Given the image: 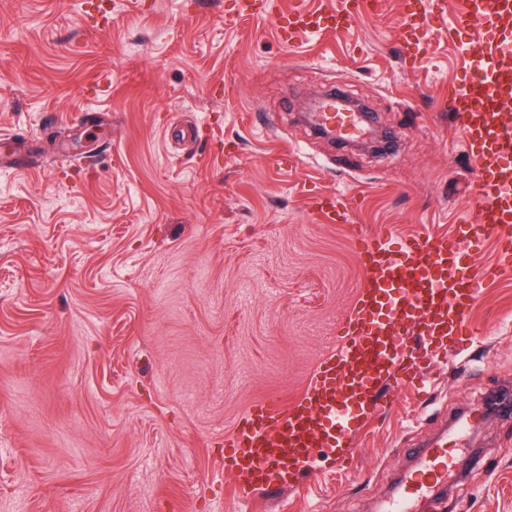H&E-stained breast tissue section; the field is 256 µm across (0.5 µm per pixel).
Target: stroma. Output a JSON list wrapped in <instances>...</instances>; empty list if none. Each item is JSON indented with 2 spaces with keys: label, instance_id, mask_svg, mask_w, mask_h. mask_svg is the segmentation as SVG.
Listing matches in <instances>:
<instances>
[{
  "label": "stroma",
  "instance_id": "1",
  "mask_svg": "<svg viewBox=\"0 0 512 512\" xmlns=\"http://www.w3.org/2000/svg\"><path fill=\"white\" fill-rule=\"evenodd\" d=\"M234 2L0 0V153L40 145L0 167V512H379L409 448L512 395V268L491 237L473 347L363 422L355 469L233 495L225 435L257 399L298 395L362 281L313 197L344 192L371 234L453 232L473 164L448 89L478 47L434 29L408 69L400 0L293 44ZM332 86L371 103L391 154L299 120ZM477 432L423 512H512V411Z\"/></svg>",
  "mask_w": 512,
  "mask_h": 512
}]
</instances>
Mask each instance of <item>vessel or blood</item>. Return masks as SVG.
Here are the masks:
<instances>
[{
    "instance_id": "1",
    "label": "vessel or blood",
    "mask_w": 512,
    "mask_h": 512,
    "mask_svg": "<svg viewBox=\"0 0 512 512\" xmlns=\"http://www.w3.org/2000/svg\"><path fill=\"white\" fill-rule=\"evenodd\" d=\"M379 0H337L332 8L279 9L277 0H237L251 16L276 13L280 38L347 31ZM404 62L419 63L443 0H402ZM482 36L462 77L448 91V120L475 163L471 216L456 235L394 238L370 234L350 218L344 194L319 195L312 205L328 224L346 225L364 273L356 299L336 330V345L313 369L304 390L289 401L253 402L224 439V474L239 496L267 488H294L316 475L315 449H328L339 468L354 460L352 437L368 415L391 409V389L422 382L437 356L472 342L470 312L488 272L477 271L467 244L496 236L500 267L512 266V0H462L451 33ZM321 117L347 137L364 133L353 113L327 103ZM418 351L402 347L407 335ZM454 464L447 438L418 454L413 473L382 503V512H416L420 499L443 489Z\"/></svg>"
}]
</instances>
